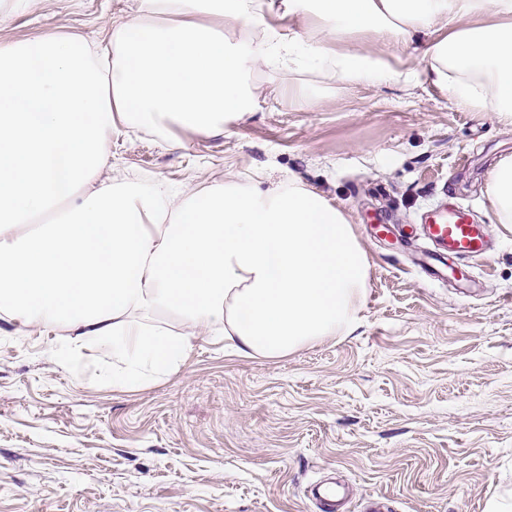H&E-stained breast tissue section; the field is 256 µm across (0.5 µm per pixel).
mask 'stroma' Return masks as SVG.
Here are the masks:
<instances>
[{
    "label": "stroma",
    "instance_id": "35a3bbf8",
    "mask_svg": "<svg viewBox=\"0 0 512 512\" xmlns=\"http://www.w3.org/2000/svg\"><path fill=\"white\" fill-rule=\"evenodd\" d=\"M136 2H21L0 42L94 40ZM436 37L390 46L408 82L266 71L253 112L220 136L113 128L103 177L198 195L228 171L264 190L294 179L340 208L369 265L361 326L279 359L201 340L176 372L130 390L96 352L61 364L66 329L0 335V512H318L308 489L330 476L350 488L345 512L377 495L386 512H485L512 492V224L486 197L512 126L427 78ZM299 81L324 107L281 96ZM445 202L495 236L488 259L455 260L447 282L416 271L423 238L366 233Z\"/></svg>",
    "mask_w": 512,
    "mask_h": 512
}]
</instances>
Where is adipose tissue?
I'll return each mask as SVG.
<instances>
[{"label": "adipose tissue", "mask_w": 512, "mask_h": 512, "mask_svg": "<svg viewBox=\"0 0 512 512\" xmlns=\"http://www.w3.org/2000/svg\"><path fill=\"white\" fill-rule=\"evenodd\" d=\"M419 29L444 33L426 52L432 82L512 125V0H138L95 42H1L0 333L67 327V359L97 350L117 387L178 370L205 337L273 359L353 333L368 261L319 194L228 173L178 197L100 173L115 123L221 134L253 111L269 69L410 80L383 44ZM354 31L368 41L336 49ZM486 195L512 224L511 158Z\"/></svg>", "instance_id": "ef3b65f1"}]
</instances>
